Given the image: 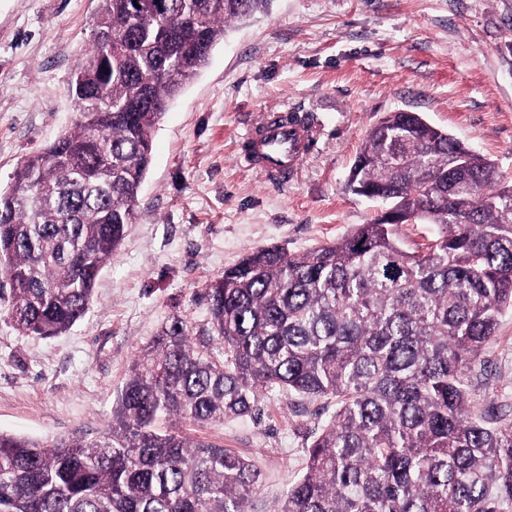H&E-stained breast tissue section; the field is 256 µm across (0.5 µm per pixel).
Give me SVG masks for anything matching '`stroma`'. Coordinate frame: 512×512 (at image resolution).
Instances as JSON below:
<instances>
[{"mask_svg":"<svg viewBox=\"0 0 512 512\" xmlns=\"http://www.w3.org/2000/svg\"><path fill=\"white\" fill-rule=\"evenodd\" d=\"M99 0H0V187L77 120L67 93ZM268 110L300 112L322 134L284 183L244 167L238 139ZM409 111L448 130L512 183V0H272L231 24L208 66L170 105L123 244L85 316L51 339L19 333L0 275V432L39 441L96 434L142 348L169 317L207 322L205 285L249 251L300 255L382 210L346 189L366 131ZM471 405L512 414V311L480 353ZM320 402L263 396L252 416L183 424L250 460L267 512L304 472Z\"/></svg>","mask_w":512,"mask_h":512,"instance_id":"35a3bbf8","label":"stroma"}]
</instances>
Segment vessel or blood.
Instances as JSON below:
<instances>
[{
    "label": "vessel or blood",
    "instance_id": "1",
    "mask_svg": "<svg viewBox=\"0 0 512 512\" xmlns=\"http://www.w3.org/2000/svg\"><path fill=\"white\" fill-rule=\"evenodd\" d=\"M315 124L265 113L238 143L241 159L259 170L270 183L284 182L299 167L314 146Z\"/></svg>",
    "mask_w": 512,
    "mask_h": 512
}]
</instances>
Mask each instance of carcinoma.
Masks as SVG:
<instances>
[{"instance_id":"obj_1","label":"carcinoma","mask_w":512,"mask_h":512,"mask_svg":"<svg viewBox=\"0 0 512 512\" xmlns=\"http://www.w3.org/2000/svg\"><path fill=\"white\" fill-rule=\"evenodd\" d=\"M271 0H99L68 93L74 128L0 189L6 317L52 338L89 309L136 222L155 130L228 26ZM347 189L389 204L302 255L273 245L206 284L208 340L166 322L130 366L112 424L50 444L0 432V512H253L261 474L235 452L160 428L224 423L264 393L325 400L305 473L268 512H512V419L470 409L468 377L512 310V187L417 112L370 128ZM432 224L413 251L403 224Z\"/></svg>"}]
</instances>
